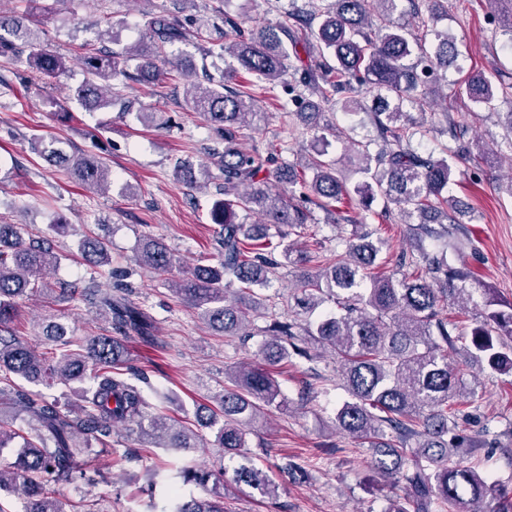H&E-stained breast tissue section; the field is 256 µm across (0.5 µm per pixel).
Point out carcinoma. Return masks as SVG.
<instances>
[{
  "label": "carcinoma",
  "mask_w": 512,
  "mask_h": 512,
  "mask_svg": "<svg viewBox=\"0 0 512 512\" xmlns=\"http://www.w3.org/2000/svg\"><path fill=\"white\" fill-rule=\"evenodd\" d=\"M170 2L173 9L148 22L147 45L137 43L124 52L83 45L84 79L76 89L80 104L112 106V99L105 97L110 81L153 84L184 75L168 48L193 36L202 38V30L191 34L180 17L185 0ZM401 2L332 0L323 5L311 0L308 8H296L279 24L261 28L226 14L228 43L220 49L236 66L224 70L222 83H191L187 99L208 121L217 144L213 155L224 172V199L214 211L221 262L195 265L171 281L172 292L196 309L211 330L248 336L251 315L261 301L255 287H267L282 267L299 271L294 315L272 319L266 329L271 339L259 348L269 367L233 366L231 385L215 395L219 411L200 417V425L217 427L218 446L228 455L239 454L247 447L251 426L265 410L284 401L272 367L287 364L295 355L310 359L329 353L350 397L338 410L335 424L370 448L371 467L402 492L385 512H430L437 501L450 504L454 512H485L490 498L498 501L495 512H512V489L455 460L463 443L448 438L457 427L459 401L473 398L477 389L476 380L467 379L455 359L456 342L469 340L467 355L478 368L486 365L512 374V302L503 310L488 291L483 320L450 322L441 316L444 305L453 302L464 309L472 293L463 287L469 273L445 255L424 253L417 261L402 254L388 269L378 260L380 247L373 232L355 230L351 237L339 239L343 253L313 272L304 266L322 243L315 240L300 247L290 239L291 232L310 222V212L281 187L285 174L288 183L314 196L312 203L336 225L351 222L340 205L352 191L365 212L381 197L379 216L398 212L421 240L449 233L448 225L463 223L469 214L448 197V184L456 177L455 158L469 156L474 149L487 158L493 151L480 142L472 148L444 144L438 152L414 147V140L427 134V110L434 105L439 81L447 79L448 64L457 60L458 48L446 30H433L431 43L412 36L403 22ZM296 31L304 32L317 55L314 70L294 64L300 56L288 51L284 38ZM0 55L23 56L32 72L47 77L67 71L66 58L41 41L26 18L15 14L0 15ZM132 61L137 62L134 76L129 72ZM240 69L257 83L282 85L293 104L315 96L322 102L336 100V111L345 115L367 112L373 134L343 144V162L361 176V183L349 189L338 161L323 160L321 152L302 156L303 170H298L283 159L290 151L285 140L264 150L243 147L241 130L260 124L265 113L248 88L231 86ZM365 85L374 89L369 107L357 98ZM510 88L483 74L465 80L469 99L478 105L492 103ZM296 116L319 141L334 130L320 123V111ZM32 150L70 165L75 179L88 189L104 193L112 184V171L99 154L70 156L60 140L43 137L34 140ZM175 175L197 185L208 169L195 172L181 165ZM251 215L274 225L279 240L244 223ZM81 250L98 267L112 264L103 236L84 239ZM61 260L47 241H27L19 225L0 223V405H9L27 423V429L16 430L0 416V451L15 449L14 461L0 466V491L22 492L25 512H63L54 487L93 479L89 472L96 471L97 458L112 456V432L134 423L156 447L179 454L154 472L152 485L161 483L167 489L162 512H224V485L189 459L202 435L150 414L142 388L120 368L126 352L118 338L100 334L79 339L73 327L52 314L41 323V335L54 345L52 352L40 353L20 341L11 324L20 301L36 292L57 303L78 294L108 316L117 333L153 340V320L129 300V289L56 287L51 275ZM137 261L160 276L176 267L174 254L148 237ZM16 378L49 387L61 384L70 395L62 402L23 389ZM232 482L263 498L278 495L274 480L247 462L233 467ZM190 483L201 487L204 496L185 497L181 485Z\"/></svg>",
  "instance_id": "carcinoma-1"
}]
</instances>
